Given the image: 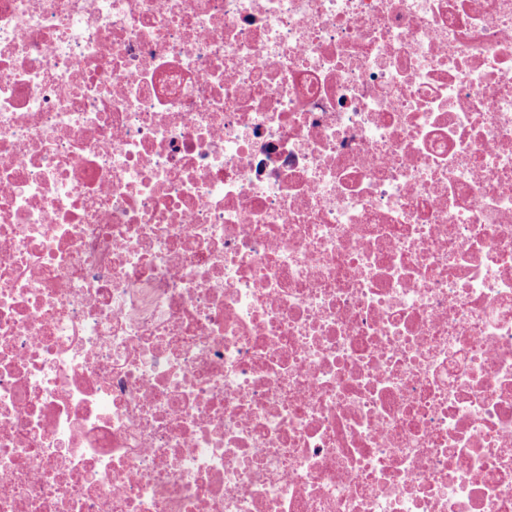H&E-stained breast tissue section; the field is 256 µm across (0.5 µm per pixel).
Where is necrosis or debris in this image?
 Masks as SVG:
<instances>
[{
  "label": "necrosis or debris",
  "mask_w": 512,
  "mask_h": 512,
  "mask_svg": "<svg viewBox=\"0 0 512 512\" xmlns=\"http://www.w3.org/2000/svg\"><path fill=\"white\" fill-rule=\"evenodd\" d=\"M0 512H512V0H0Z\"/></svg>",
  "instance_id": "1"
}]
</instances>
